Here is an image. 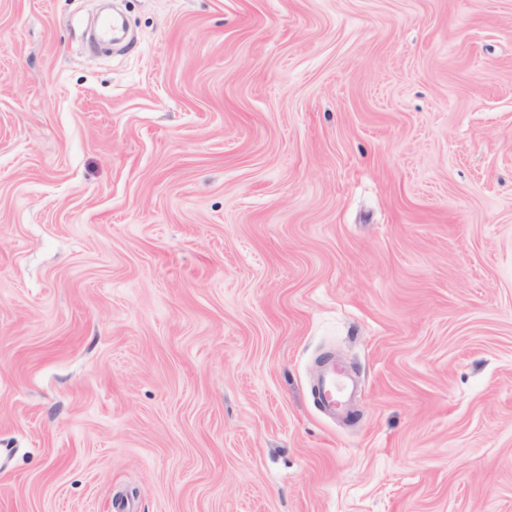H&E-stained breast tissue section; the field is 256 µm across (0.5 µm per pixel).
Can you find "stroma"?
Returning a JSON list of instances; mask_svg holds the SVG:
<instances>
[{
    "label": "stroma",
    "mask_w": 512,
    "mask_h": 512,
    "mask_svg": "<svg viewBox=\"0 0 512 512\" xmlns=\"http://www.w3.org/2000/svg\"><path fill=\"white\" fill-rule=\"evenodd\" d=\"M114 2L0 0V512H512V0ZM346 389L345 382L339 377L336 369H331L322 381V397L328 410L336 412L338 401Z\"/></svg>",
    "instance_id": "obj_1"
}]
</instances>
